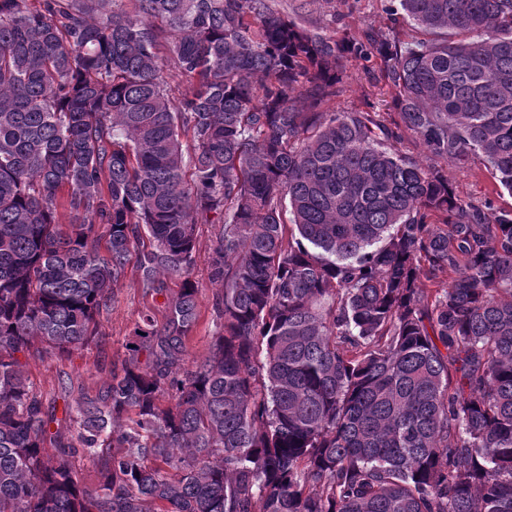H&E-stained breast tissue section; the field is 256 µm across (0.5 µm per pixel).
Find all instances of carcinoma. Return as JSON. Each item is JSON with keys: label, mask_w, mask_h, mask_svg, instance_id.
Instances as JSON below:
<instances>
[{"label": "carcinoma", "mask_w": 512, "mask_h": 512, "mask_svg": "<svg viewBox=\"0 0 512 512\" xmlns=\"http://www.w3.org/2000/svg\"><path fill=\"white\" fill-rule=\"evenodd\" d=\"M391 12L414 34L0 0V512H512V209L400 148L478 156L512 194V0ZM350 55L379 59L391 123L324 109ZM199 224L223 289L190 364ZM133 253L165 322L45 406L28 360L95 339Z\"/></svg>", "instance_id": "1"}]
</instances>
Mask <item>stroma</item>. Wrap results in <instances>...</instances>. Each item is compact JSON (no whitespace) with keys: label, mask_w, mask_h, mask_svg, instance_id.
<instances>
[{"label":"stroma","mask_w":512,"mask_h":512,"mask_svg":"<svg viewBox=\"0 0 512 512\" xmlns=\"http://www.w3.org/2000/svg\"><path fill=\"white\" fill-rule=\"evenodd\" d=\"M274 11L298 19L312 31L356 33L372 30L406 37L410 27L394 21L390 0H269ZM393 91L379 79L376 61L349 58L346 90L332 104L333 110L365 108L388 118L393 110ZM448 178L457 195L466 202L480 203L492 199L498 209L512 208V195L496 193L495 182L481 159L468 166L447 163ZM217 225L198 227L197 263L193 277L198 285L199 316L188 343L191 358L208 355L218 332L213 304L222 286L212 278L210 264ZM163 296L144 287L135 265H128L126 274L114 290L112 305L100 318L99 340L64 358L29 360L26 375L44 404L62 405L66 392L94 391L111 368L121 366L127 356L125 344L142 314L163 317Z\"/></svg>","instance_id":"1"}]
</instances>
